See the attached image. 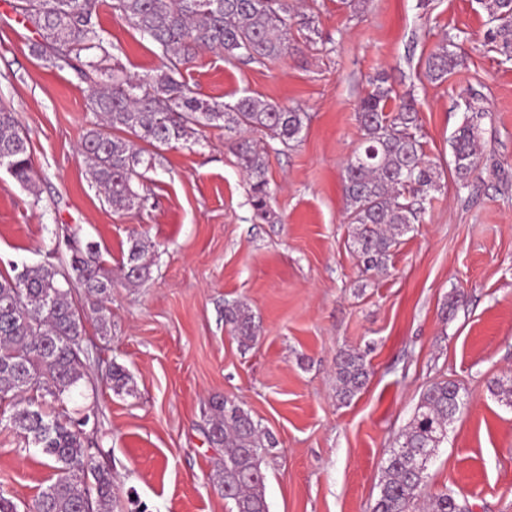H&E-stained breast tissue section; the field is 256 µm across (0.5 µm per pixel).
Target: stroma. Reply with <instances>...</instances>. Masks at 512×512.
<instances>
[{"mask_svg":"<svg viewBox=\"0 0 512 512\" xmlns=\"http://www.w3.org/2000/svg\"><path fill=\"white\" fill-rule=\"evenodd\" d=\"M102 0L98 33L119 46L125 75L153 72L154 46ZM311 29L298 51L231 65L200 55L183 79L209 101L254 96L305 112L300 138L268 143L269 220L255 219L247 176L223 129L146 148L136 190L144 208L113 211L79 147L99 120L75 71L32 54L39 35L0 0V105L28 139L32 185L0 168V274L66 267V240L98 245L112 268L107 335L88 317L93 358L76 406L85 443L112 471L114 512H228L212 474L224 457L204 432L214 399L248 410L275 448L263 455L270 512H372L383 466L434 383L459 385L464 405L427 473L470 512H512V59L486 41L479 0H296ZM463 61L446 81L422 75L441 40ZM387 73L413 94L440 189L399 239L384 271H364L346 221L342 167L362 140L356 119L369 81ZM474 99L482 158L469 187L453 175L452 140ZM151 245V273L126 283L130 236ZM455 308H447L449 296ZM246 304L258 335L241 344L224 319ZM369 368L349 402L336 397V357ZM131 394L110 387L112 364ZM53 472L0 425V489L31 503Z\"/></svg>","mask_w":512,"mask_h":512,"instance_id":"1","label":"stroma"}]
</instances>
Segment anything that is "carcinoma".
I'll return each instance as SVG.
<instances>
[{
  "label": "carcinoma",
  "mask_w": 512,
  "mask_h": 512,
  "mask_svg": "<svg viewBox=\"0 0 512 512\" xmlns=\"http://www.w3.org/2000/svg\"><path fill=\"white\" fill-rule=\"evenodd\" d=\"M497 27L490 41L504 56H512V0H481ZM99 0H17L15 9L38 32L33 54L47 65L74 70L91 90V106L103 123L86 131L80 154L106 202L115 211L133 208L140 195L133 182L141 176V152L126 135L155 148L186 138L197 127L222 126L234 136V151L250 181V204L256 218L271 213L272 192L267 163L252 134L286 144L299 138L303 116L298 110L243 96L233 104L208 102L176 79L204 50L221 49L224 60L261 62L288 55L294 49L288 0H112V11L154 43L160 67L137 78L123 75L115 46L97 33ZM95 49L97 60L81 61ZM461 64V57L437 45L425 61L424 77L442 82ZM111 70L108 80L99 76ZM380 78L360 101L357 119L363 141L343 167L353 242L365 270L385 268L398 237L420 221L423 201L436 187L434 162L418 135L414 99H396ZM475 124H463L453 138L456 183L466 188L479 167ZM0 166L20 184L31 181L32 160L26 137L14 112L0 107ZM149 244L138 236L128 241L124 277L139 283L149 275ZM66 279L80 283L88 302L101 306L112 291V272L99 251L71 252L69 271L53 266L27 269L23 287L14 276L0 275V411L3 424L22 439L24 449L36 448L54 479L25 512H112V471L97 463L85 446L86 423L67 414L86 376L77 339L83 319ZM240 342L254 340V316L243 304L224 309ZM368 370L363 356L342 351L336 358V397L345 402L363 387ZM112 388L127 389L126 370L112 365ZM461 398L453 383L441 381L426 389L408 426L385 461L373 512H466L451 494H426L430 451L448 437V424L459 412ZM206 435L224 448L214 483L224 488L230 512H269L265 497L262 454L275 447L273 437L258 430L251 415L224 400L209 403Z\"/></svg>",
  "instance_id": "cac0c4a2"
}]
</instances>
